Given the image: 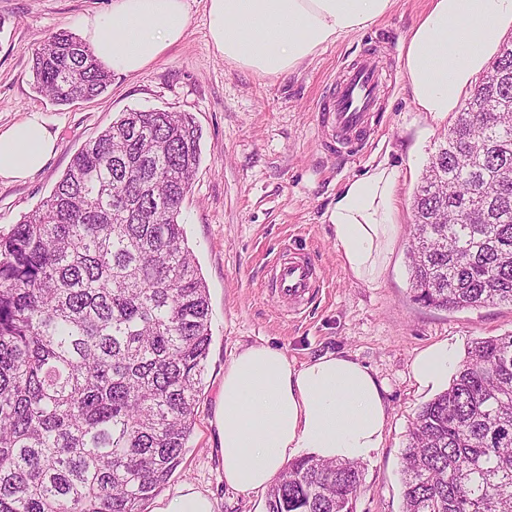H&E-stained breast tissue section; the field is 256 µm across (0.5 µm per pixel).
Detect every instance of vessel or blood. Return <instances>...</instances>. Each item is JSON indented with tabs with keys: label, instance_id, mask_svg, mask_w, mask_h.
I'll return each instance as SVG.
<instances>
[{
	"label": "vessel or blood",
	"instance_id": "1",
	"mask_svg": "<svg viewBox=\"0 0 512 512\" xmlns=\"http://www.w3.org/2000/svg\"><path fill=\"white\" fill-rule=\"evenodd\" d=\"M381 87L372 56L352 61L327 87L316 109L322 135L336 150L361 152L367 145L378 114ZM268 286L292 308H299L320 288L316 268L308 254L282 253L274 261Z\"/></svg>",
	"mask_w": 512,
	"mask_h": 512
}]
</instances>
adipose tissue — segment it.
<instances>
[{
	"label": "adipose tissue",
	"mask_w": 512,
	"mask_h": 512,
	"mask_svg": "<svg viewBox=\"0 0 512 512\" xmlns=\"http://www.w3.org/2000/svg\"><path fill=\"white\" fill-rule=\"evenodd\" d=\"M395 0H205L209 41L225 61L260 77L297 70L345 34L389 13ZM186 0H112L84 17L96 57L119 74H138L184 37ZM512 32V0H430L402 40L401 68L420 112H456L464 93L490 66ZM56 137L38 113L0 127V182L40 170ZM398 166L387 161L349 179L326 212L351 275L375 281L395 234ZM454 356L444 345L421 351L412 372L419 386L448 378ZM213 423L224 481L248 493L268 488L287 461L306 453L360 461L381 448L386 400L369 370L326 354L295 364L278 349L250 345L224 371Z\"/></svg>",
	"instance_id": "1"
}]
</instances>
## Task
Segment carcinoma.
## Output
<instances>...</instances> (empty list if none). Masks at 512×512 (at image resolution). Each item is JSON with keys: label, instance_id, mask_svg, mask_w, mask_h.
I'll return each instance as SVG.
<instances>
[{"label": "carcinoma", "instance_id": "obj_1", "mask_svg": "<svg viewBox=\"0 0 512 512\" xmlns=\"http://www.w3.org/2000/svg\"><path fill=\"white\" fill-rule=\"evenodd\" d=\"M57 105L111 70L71 32L34 51ZM187 112H123L51 195L0 233V512H143L183 461L211 343L181 207L200 165ZM414 300L512 304V41L502 44L413 198ZM402 512H512V332L476 338L402 455ZM359 463L306 456L266 512H354Z\"/></svg>", "mask_w": 512, "mask_h": 512}]
</instances>
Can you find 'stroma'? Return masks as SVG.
<instances>
[{
  "label": "stroma",
  "mask_w": 512,
  "mask_h": 512,
  "mask_svg": "<svg viewBox=\"0 0 512 512\" xmlns=\"http://www.w3.org/2000/svg\"><path fill=\"white\" fill-rule=\"evenodd\" d=\"M112 0H0V127L39 112L57 137L45 167L25 181L0 183V232L51 193L74 153L120 113L162 109L190 113L202 132L201 161L182 205L184 235L209 289L211 344L195 426L181 467L158 500L190 484L209 495L215 512H266V496L228 487L211 424L224 369L240 349L265 343L295 363L336 354L367 366L386 389L382 448L362 463L356 512H402L400 462L417 412L434 396L416 383L412 362L438 344L464 357L471 341L512 331V305L448 312L413 298L407 253L413 197L448 131V120L416 111L399 57L401 40L428 0H397L369 28L342 36L297 71L261 79L218 56L209 42L205 0H188L191 23L181 42L136 76L113 74L102 97L58 106L35 92L31 55L62 30L81 33L84 16ZM364 53L384 69L380 130L359 154L326 149L316 108L326 83ZM387 160L399 167L398 224L377 284L344 268L325 214L344 183ZM314 258L320 292L289 312L266 286L283 246Z\"/></svg>",
  "instance_id": "1"
}]
</instances>
